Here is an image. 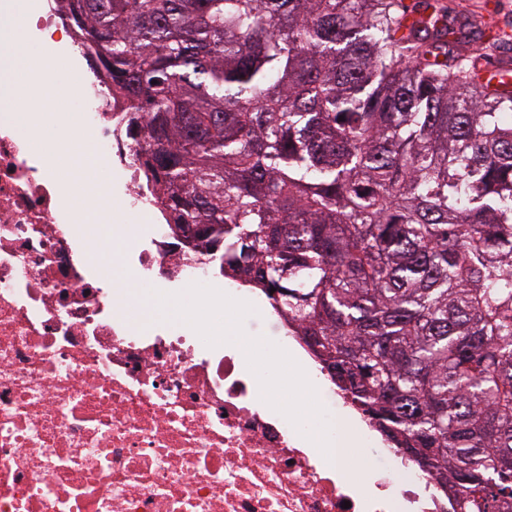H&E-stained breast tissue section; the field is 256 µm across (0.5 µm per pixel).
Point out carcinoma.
Listing matches in <instances>:
<instances>
[{"label":"carcinoma","mask_w":512,"mask_h":512,"mask_svg":"<svg viewBox=\"0 0 512 512\" xmlns=\"http://www.w3.org/2000/svg\"><path fill=\"white\" fill-rule=\"evenodd\" d=\"M57 4L189 255L259 290L452 512H512V92L445 7Z\"/></svg>","instance_id":"obj_1"}]
</instances>
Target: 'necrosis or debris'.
Masks as SVG:
<instances>
[{
	"instance_id": "1",
	"label": "necrosis or debris",
	"mask_w": 512,
	"mask_h": 512,
	"mask_svg": "<svg viewBox=\"0 0 512 512\" xmlns=\"http://www.w3.org/2000/svg\"><path fill=\"white\" fill-rule=\"evenodd\" d=\"M30 32L77 43L34 8ZM76 101L104 160L132 170L135 143L98 63L82 58ZM33 137L0 124V512H449L435 480L396 449L394 487L367 485L314 446L308 407L280 413L220 336L150 324L95 253ZM132 271L208 286L182 240L124 241Z\"/></svg>"
}]
</instances>
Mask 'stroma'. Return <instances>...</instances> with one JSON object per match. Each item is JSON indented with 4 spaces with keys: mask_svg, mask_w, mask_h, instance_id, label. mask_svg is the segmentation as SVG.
Masks as SVG:
<instances>
[{
    "mask_svg": "<svg viewBox=\"0 0 512 512\" xmlns=\"http://www.w3.org/2000/svg\"><path fill=\"white\" fill-rule=\"evenodd\" d=\"M448 8V22L455 26L472 25L475 36H486L495 30L506 36V43L500 44V52H512V0H443ZM71 48L66 46L53 47L35 38H27L22 58L16 59L12 88L15 92L14 104L23 113L24 119L19 122L20 131H42L43 126L38 117L46 108L44 101L33 91V83L27 77V67L43 60H51L54 74L62 86H80L83 73L77 63L71 62ZM54 171L60 176L68 177L72 202L76 208H83L87 200L88 186L112 189V223L120 232L135 231L141 245H149L156 224L162 223V215L154 218L139 216L134 210L126 207L125 179L120 163L110 165L99 164L87 172L81 179L70 176L72 159L64 153H56L51 157ZM233 283L229 279H221L217 298L218 304L224 307L223 319L217 320V328H232L233 334L224 340L222 347L244 355L252 367L264 378L266 390L278 403L303 398L312 406L310 420L316 423L327 435L335 439L336 428L344 420L337 414L333 402L321 399L318 386H308L306 392H299L296 382L304 378V369L287 366V354L278 339L272 309L265 302L263 295L255 291H247L244 301L234 299ZM130 296L134 304H149L153 318L160 325H186L196 327L195 315L186 311L190 303L184 295L179 283L173 282L157 287L151 283H141L133 289Z\"/></svg>",
    "mask_w": 512,
    "mask_h": 512,
    "instance_id": "1",
    "label": "stroma"
}]
</instances>
